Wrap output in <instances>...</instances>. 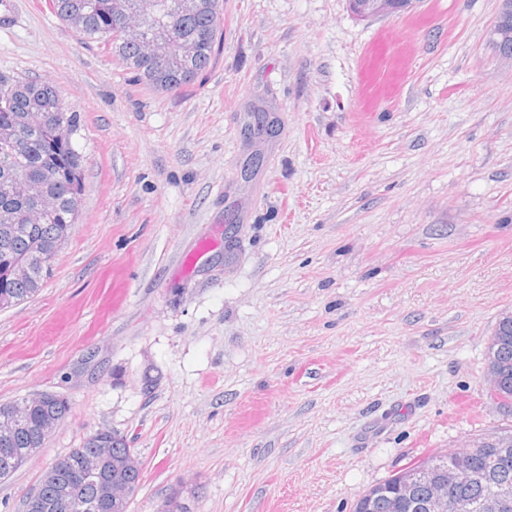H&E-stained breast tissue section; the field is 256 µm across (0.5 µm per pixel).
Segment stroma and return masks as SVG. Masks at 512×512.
Returning <instances> with one entry per match:
<instances>
[{
	"mask_svg": "<svg viewBox=\"0 0 512 512\" xmlns=\"http://www.w3.org/2000/svg\"><path fill=\"white\" fill-rule=\"evenodd\" d=\"M500 7L362 19L348 0H224L210 67L157 92L52 0H22L0 73L50 81L77 114L83 191L50 278L0 311V402L71 406L0 480V512L100 430L143 461L130 512L178 489L192 512H351L512 427L485 380L512 308ZM380 38L404 82L369 105Z\"/></svg>",
	"mask_w": 512,
	"mask_h": 512,
	"instance_id": "stroma-1",
	"label": "stroma"
}]
</instances>
